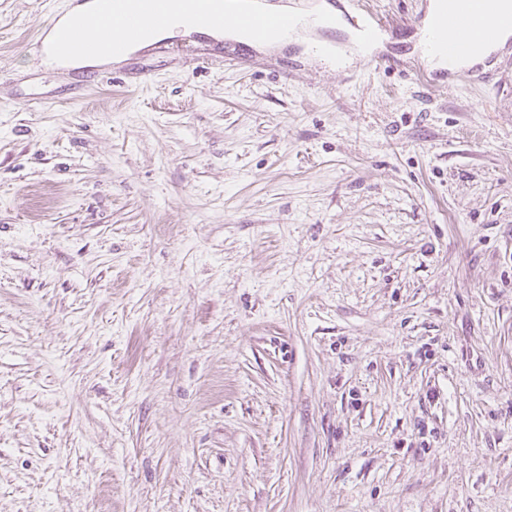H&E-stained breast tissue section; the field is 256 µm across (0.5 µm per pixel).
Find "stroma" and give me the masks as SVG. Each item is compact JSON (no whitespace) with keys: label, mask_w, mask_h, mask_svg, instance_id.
<instances>
[{"label":"stroma","mask_w":512,"mask_h":512,"mask_svg":"<svg viewBox=\"0 0 512 512\" xmlns=\"http://www.w3.org/2000/svg\"><path fill=\"white\" fill-rule=\"evenodd\" d=\"M177 34L46 64L0 0V512H512V59ZM234 50L238 62L226 61Z\"/></svg>","instance_id":"obj_1"}]
</instances>
